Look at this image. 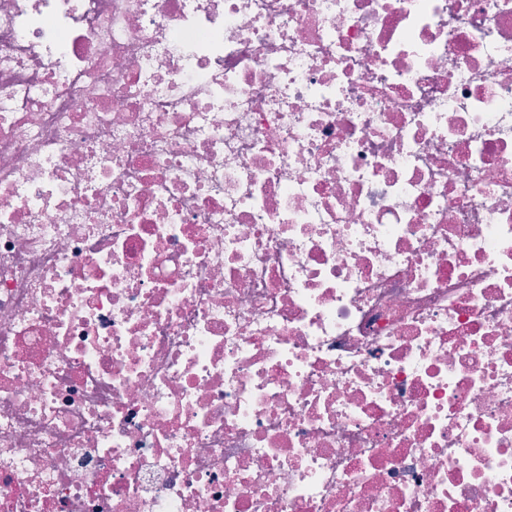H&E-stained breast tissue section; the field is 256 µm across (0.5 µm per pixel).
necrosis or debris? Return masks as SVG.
Masks as SVG:
<instances>
[{"instance_id": "1", "label": "necrosis or debris", "mask_w": 512, "mask_h": 512, "mask_svg": "<svg viewBox=\"0 0 512 512\" xmlns=\"http://www.w3.org/2000/svg\"><path fill=\"white\" fill-rule=\"evenodd\" d=\"M0 512H512V0H0Z\"/></svg>"}]
</instances>
